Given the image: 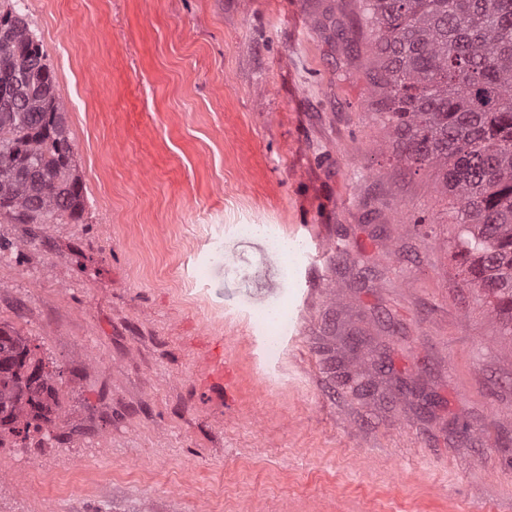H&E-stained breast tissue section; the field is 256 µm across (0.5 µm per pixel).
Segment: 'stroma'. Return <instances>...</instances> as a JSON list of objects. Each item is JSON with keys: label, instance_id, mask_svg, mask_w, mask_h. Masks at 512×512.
<instances>
[{"label": "stroma", "instance_id": "obj_1", "mask_svg": "<svg viewBox=\"0 0 512 512\" xmlns=\"http://www.w3.org/2000/svg\"><path fill=\"white\" fill-rule=\"evenodd\" d=\"M15 3L85 210L0 222V325L58 400L0 512H512V335L372 106L357 0Z\"/></svg>", "mask_w": 512, "mask_h": 512}]
</instances>
